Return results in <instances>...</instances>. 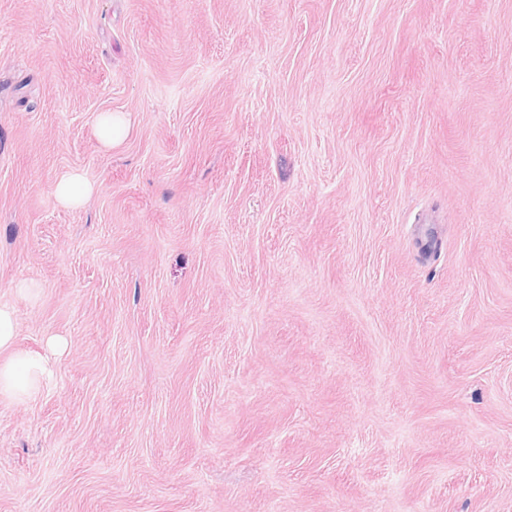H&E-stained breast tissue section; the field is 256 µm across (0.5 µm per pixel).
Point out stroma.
I'll list each match as a JSON object with an SVG mask.
<instances>
[{
	"instance_id": "obj_1",
	"label": "stroma",
	"mask_w": 512,
	"mask_h": 512,
	"mask_svg": "<svg viewBox=\"0 0 512 512\" xmlns=\"http://www.w3.org/2000/svg\"><path fill=\"white\" fill-rule=\"evenodd\" d=\"M0 299V512H512V0H0ZM129 120L124 114L112 113L104 115L98 124L97 135L100 143L107 148H113L122 141ZM92 192L93 187L77 172L64 175L55 187V195L64 206H79ZM16 325L14 304L0 301V402L27 403L44 393L61 343L51 339L49 353L18 349Z\"/></svg>"
}]
</instances>
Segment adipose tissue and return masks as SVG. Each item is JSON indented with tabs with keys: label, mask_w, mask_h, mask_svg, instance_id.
Listing matches in <instances>:
<instances>
[{
	"label": "adipose tissue",
	"mask_w": 512,
	"mask_h": 512,
	"mask_svg": "<svg viewBox=\"0 0 512 512\" xmlns=\"http://www.w3.org/2000/svg\"><path fill=\"white\" fill-rule=\"evenodd\" d=\"M16 325L14 304L0 301V402L27 403L44 393L52 373V357L61 344L50 340L45 352L18 349Z\"/></svg>",
	"instance_id": "obj_1"
}]
</instances>
